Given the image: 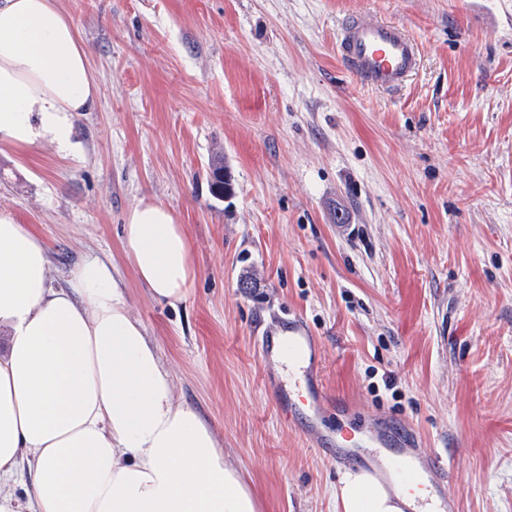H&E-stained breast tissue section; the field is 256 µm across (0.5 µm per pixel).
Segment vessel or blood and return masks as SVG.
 I'll return each mask as SVG.
<instances>
[{
    "instance_id": "vessel-or-blood-1",
    "label": "vessel or blood",
    "mask_w": 512,
    "mask_h": 512,
    "mask_svg": "<svg viewBox=\"0 0 512 512\" xmlns=\"http://www.w3.org/2000/svg\"><path fill=\"white\" fill-rule=\"evenodd\" d=\"M341 56L350 72L375 89H392L404 83L418 66V50L402 26L356 16L342 26L338 36ZM264 361L288 358V379L279 405L314 406L309 381L318 372L317 348L302 326L278 329L257 340ZM376 459L370 472L377 481L395 477L401 488L424 496L427 512H457L458 504L445 492L454 471L445 458L434 453L383 454L377 439L366 442Z\"/></svg>"
}]
</instances>
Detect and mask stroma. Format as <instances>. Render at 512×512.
Returning a JSON list of instances; mask_svg holds the SVG:
<instances>
[{"mask_svg":"<svg viewBox=\"0 0 512 512\" xmlns=\"http://www.w3.org/2000/svg\"><path fill=\"white\" fill-rule=\"evenodd\" d=\"M97 98L75 154L0 151V212L44 239L54 286L111 258L178 400L258 512H336L349 466L281 416L261 327L319 343L334 431L413 432L459 512H512V0H58ZM359 14L404 25L419 71L365 87L336 50ZM231 185L217 197L214 166ZM143 200L192 242L195 286L154 299L124 255ZM392 387H385V377Z\"/></svg>","mask_w":512,"mask_h":512,"instance_id":"stroma-1","label":"stroma"}]
</instances>
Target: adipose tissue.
<instances>
[{"label":"adipose tissue","instance_id":"1","mask_svg":"<svg viewBox=\"0 0 512 512\" xmlns=\"http://www.w3.org/2000/svg\"><path fill=\"white\" fill-rule=\"evenodd\" d=\"M98 94L87 51L56 0H0V146L72 145V115ZM123 247L151 294L184 302L191 240L161 204L128 214ZM0 512H257L215 433L177 401L171 374L129 310L111 262L85 259L53 287L46 247L0 213ZM339 512H406L414 498L346 474Z\"/></svg>","mask_w":512,"mask_h":512}]
</instances>
